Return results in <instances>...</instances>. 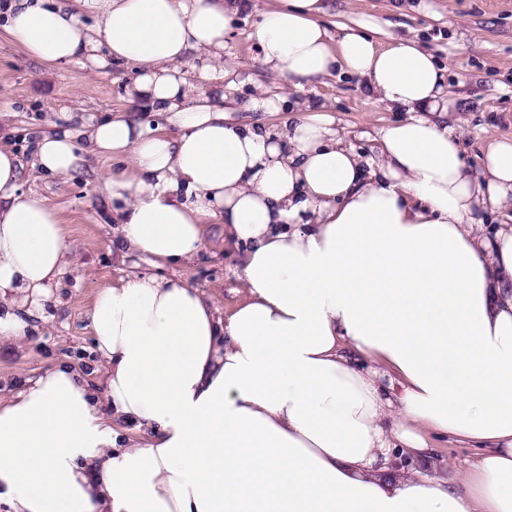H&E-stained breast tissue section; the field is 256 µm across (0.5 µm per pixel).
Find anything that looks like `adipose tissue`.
I'll return each instance as SVG.
<instances>
[{"label":"adipose tissue","mask_w":512,"mask_h":512,"mask_svg":"<svg viewBox=\"0 0 512 512\" xmlns=\"http://www.w3.org/2000/svg\"><path fill=\"white\" fill-rule=\"evenodd\" d=\"M244 0H7L0 28L46 63L133 64L130 104L68 112L31 167L120 158L99 189L121 257L237 249L242 300L130 273L89 317L104 393L61 364L0 403V512H512V139L467 171L448 71L367 26L330 36L324 0H277L251 34L295 89L343 72L406 112L375 156L321 109L285 135L224 106V38ZM0 143V343L25 339L71 251ZM476 449L436 472L437 443Z\"/></svg>","instance_id":"adipose-tissue-1"}]
</instances>
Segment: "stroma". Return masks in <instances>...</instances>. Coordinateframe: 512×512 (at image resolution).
<instances>
[{
	"label": "stroma",
	"instance_id": "1",
	"mask_svg": "<svg viewBox=\"0 0 512 512\" xmlns=\"http://www.w3.org/2000/svg\"><path fill=\"white\" fill-rule=\"evenodd\" d=\"M323 22L330 33L344 25L371 24L379 40L413 38L435 52L448 70V123L453 126L469 170L480 167L493 138L512 137V0H328ZM259 19L254 7L243 9L224 42V56L239 61L231 105L251 120L284 131L304 105H325L336 127L356 151L375 154L380 129L402 114L369 93L363 79L339 73L289 89L260 62L249 34ZM134 65L113 62L98 69L87 64L47 65L13 45L0 32V141L9 144L23 165V189L54 208L71 246L69 264L50 289L42 317L24 343L0 347V400L9 399L47 368L68 363L101 381L103 359L95 350L89 307L102 285L131 272L148 273L145 259H120L112 251L116 236L110 209L98 181L110 162L89 157L68 178L36 176L31 169L35 138L64 112L96 116L128 109L125 87ZM273 98L276 111L257 113L250 100ZM233 247L224 243V227H206L203 246L192 262L163 268L213 298L220 310L238 301Z\"/></svg>",
	"mask_w": 512,
	"mask_h": 512
}]
</instances>
